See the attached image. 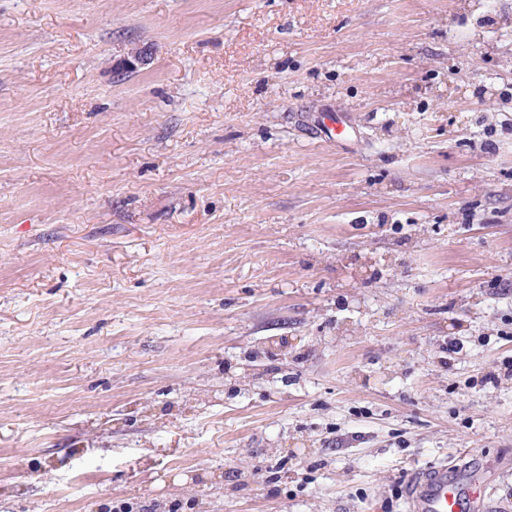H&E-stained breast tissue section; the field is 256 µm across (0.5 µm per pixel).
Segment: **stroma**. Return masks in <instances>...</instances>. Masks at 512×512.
<instances>
[{
  "label": "stroma",
  "instance_id": "obj_1",
  "mask_svg": "<svg viewBox=\"0 0 512 512\" xmlns=\"http://www.w3.org/2000/svg\"><path fill=\"white\" fill-rule=\"evenodd\" d=\"M491 2L0 0V512H512ZM465 453L449 463L418 469L404 485L403 503L408 512H459L468 500L475 511L489 512L493 506L487 486L476 481L464 463Z\"/></svg>",
  "mask_w": 512,
  "mask_h": 512
}]
</instances>
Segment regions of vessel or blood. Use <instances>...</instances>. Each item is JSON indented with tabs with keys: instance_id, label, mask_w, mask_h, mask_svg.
Here are the masks:
<instances>
[{
	"instance_id": "1",
	"label": "vessel or blood",
	"mask_w": 512,
	"mask_h": 512,
	"mask_svg": "<svg viewBox=\"0 0 512 512\" xmlns=\"http://www.w3.org/2000/svg\"><path fill=\"white\" fill-rule=\"evenodd\" d=\"M466 502L473 512H491L493 507L486 486L471 476L462 459L418 469L405 480L406 512H461Z\"/></svg>"
}]
</instances>
